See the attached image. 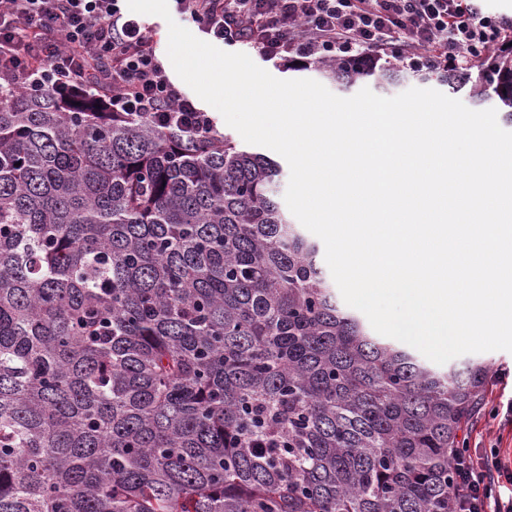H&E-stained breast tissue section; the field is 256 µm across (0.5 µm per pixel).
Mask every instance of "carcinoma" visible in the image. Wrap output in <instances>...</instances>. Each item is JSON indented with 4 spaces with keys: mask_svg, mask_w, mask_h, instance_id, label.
<instances>
[{
    "mask_svg": "<svg viewBox=\"0 0 512 512\" xmlns=\"http://www.w3.org/2000/svg\"><path fill=\"white\" fill-rule=\"evenodd\" d=\"M485 64L438 80L512 126V49ZM281 173L98 96L0 97V512H453L489 367L343 309Z\"/></svg>",
    "mask_w": 512,
    "mask_h": 512,
    "instance_id": "carcinoma-1",
    "label": "carcinoma"
}]
</instances>
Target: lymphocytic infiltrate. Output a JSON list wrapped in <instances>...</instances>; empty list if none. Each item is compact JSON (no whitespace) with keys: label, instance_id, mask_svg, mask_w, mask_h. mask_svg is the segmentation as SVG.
Wrapping results in <instances>:
<instances>
[{"label":"lymphocytic infiltrate","instance_id":"obj_1","mask_svg":"<svg viewBox=\"0 0 512 512\" xmlns=\"http://www.w3.org/2000/svg\"><path fill=\"white\" fill-rule=\"evenodd\" d=\"M176 13L225 46L300 62L357 56L412 69L466 70L512 44V18L480 16L471 0H173ZM108 91L113 111L195 139L211 117L170 80L124 0H0V95ZM454 512H512L498 457L452 462Z\"/></svg>","mask_w":512,"mask_h":512}]
</instances>
